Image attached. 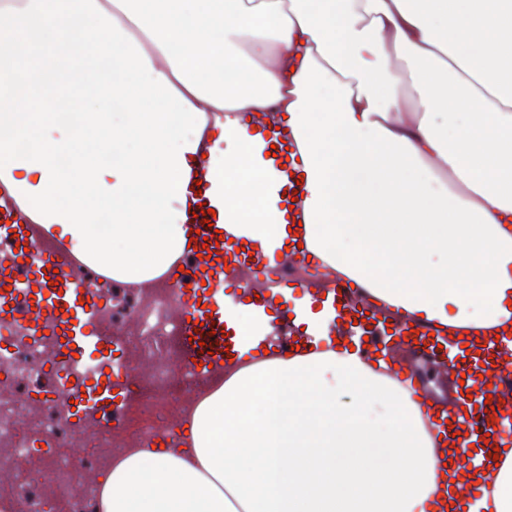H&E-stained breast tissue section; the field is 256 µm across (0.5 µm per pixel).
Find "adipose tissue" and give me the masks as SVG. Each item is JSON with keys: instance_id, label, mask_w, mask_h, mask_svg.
Listing matches in <instances>:
<instances>
[{"instance_id": "ef3b65f1", "label": "adipose tissue", "mask_w": 512, "mask_h": 512, "mask_svg": "<svg viewBox=\"0 0 512 512\" xmlns=\"http://www.w3.org/2000/svg\"><path fill=\"white\" fill-rule=\"evenodd\" d=\"M0 16V181L113 280L182 255L203 149L229 233L292 250L250 127L272 106L318 266L420 320L512 322V0H0ZM357 343L226 367L174 435L107 464L95 512H432L459 468ZM482 490L484 512H512V455Z\"/></svg>"}]
</instances>
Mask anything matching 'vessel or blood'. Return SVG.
Segmentation results:
<instances>
[{
	"mask_svg": "<svg viewBox=\"0 0 512 512\" xmlns=\"http://www.w3.org/2000/svg\"><path fill=\"white\" fill-rule=\"evenodd\" d=\"M258 131L276 146L266 162L273 175L277 209L288 223H302V209L292 201L302 198L304 189L293 174L288 136L270 124L259 126ZM195 171L198 180L188 185L193 215L186 228L200 232L201 238L191 244L188 271L167 278L178 306L182 361L188 371L204 375L223 371L239 360L249 344L283 357L295 347L314 348L325 334L356 336L362 359L384 361L395 378L409 385L427 422L446 436L449 451L468 449L460 469L484 475L490 471L492 452L512 453V437L505 433L506 426L512 425V397H505L501 385L504 371H512L508 337L450 338L438 325L400 316L371 300L362 286L335 278L313 294L314 304L325 316L318 327L301 330L297 312L287 307L278 319L276 335L244 342L224 313L226 289L238 290L259 311L268 307L272 297L287 299L305 284L278 279L269 292L248 287L240 279L241 270L269 274L280 261L261 243L244 237L220 238L224 192L206 165L196 166ZM206 207L216 212L207 223L200 217ZM104 299L99 273L56 242L43 225L26 220L0 181V352L21 342L49 352L54 390L71 399V414L81 423L116 417L129 389L122 364L123 342L103 326ZM402 348L412 349L437 370L463 376L454 403L429 399L410 366L395 357V350ZM89 351L97 353L106 371L104 378L91 382L80 369V357Z\"/></svg>",
	"mask_w": 512,
	"mask_h": 512,
	"instance_id": "1",
	"label": "vessel or blood"
}]
</instances>
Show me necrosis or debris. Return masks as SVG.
Masks as SVG:
<instances>
[{
	"label": "necrosis or debris",
	"mask_w": 512,
	"mask_h": 512,
	"mask_svg": "<svg viewBox=\"0 0 512 512\" xmlns=\"http://www.w3.org/2000/svg\"><path fill=\"white\" fill-rule=\"evenodd\" d=\"M106 308L121 338L132 396L121 429L76 425L50 395L48 358L20 346L0 355V512H95L98 471L113 456L176 428L206 386L182 370L177 311L165 282L116 285Z\"/></svg>",
	"instance_id": "necrosis-or-debris-1"
}]
</instances>
